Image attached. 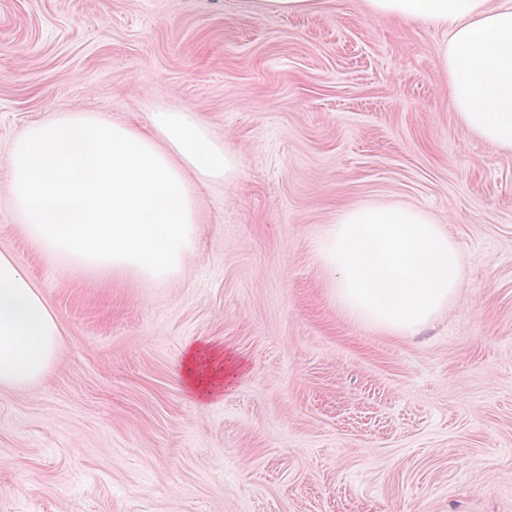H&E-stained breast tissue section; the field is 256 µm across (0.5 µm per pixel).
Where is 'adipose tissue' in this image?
<instances>
[{
  "instance_id": "ef3b65f1",
  "label": "adipose tissue",
  "mask_w": 512,
  "mask_h": 512,
  "mask_svg": "<svg viewBox=\"0 0 512 512\" xmlns=\"http://www.w3.org/2000/svg\"><path fill=\"white\" fill-rule=\"evenodd\" d=\"M377 18L422 20L447 30L440 62L461 126L512 151V0H368ZM61 324L21 264L0 252V387L41 379ZM241 364L208 343L188 349L180 372L188 393L207 402L231 385Z\"/></svg>"
}]
</instances>
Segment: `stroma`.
Returning <instances> with one entry per match:
<instances>
[{
  "mask_svg": "<svg viewBox=\"0 0 512 512\" xmlns=\"http://www.w3.org/2000/svg\"><path fill=\"white\" fill-rule=\"evenodd\" d=\"M447 39L367 0H0V252L62 329L42 379L0 388V512H512V152L459 124ZM166 108L242 154L198 191L181 277L43 255L8 198L18 134ZM367 203L424 209L464 257L416 331L345 312L318 259ZM200 342L246 365L203 405L179 374ZM249 7L262 12L279 14H305L320 6V0H244Z\"/></svg>",
  "mask_w": 512,
  "mask_h": 512,
  "instance_id": "stroma-1",
  "label": "stroma"
}]
</instances>
